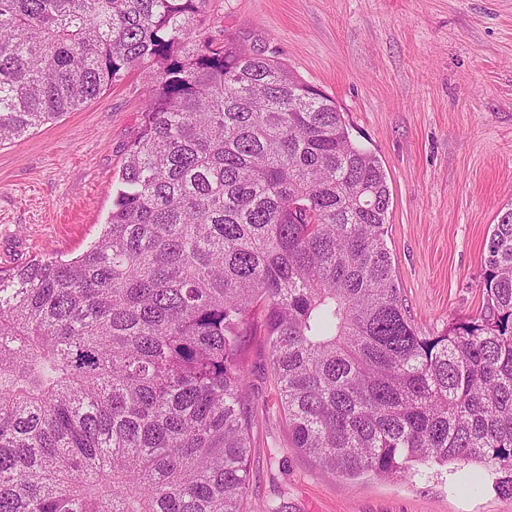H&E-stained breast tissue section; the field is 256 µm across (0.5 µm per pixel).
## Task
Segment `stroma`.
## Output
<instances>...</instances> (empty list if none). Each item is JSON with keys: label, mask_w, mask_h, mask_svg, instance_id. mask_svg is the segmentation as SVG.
<instances>
[{"label": "stroma", "mask_w": 512, "mask_h": 512, "mask_svg": "<svg viewBox=\"0 0 512 512\" xmlns=\"http://www.w3.org/2000/svg\"><path fill=\"white\" fill-rule=\"evenodd\" d=\"M206 35L278 58L335 100L383 162L387 244L407 315L425 334L481 309L491 225L512 207V0H207ZM132 73L97 98L0 146V270L70 259L99 237L141 123ZM250 512H512V497L461 486L454 462L396 480L347 479L293 448L269 352L246 351Z\"/></svg>", "instance_id": "35a3bbf8"}]
</instances>
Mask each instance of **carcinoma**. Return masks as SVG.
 <instances>
[{"instance_id":"obj_1","label":"carcinoma","mask_w":512,"mask_h":512,"mask_svg":"<svg viewBox=\"0 0 512 512\" xmlns=\"http://www.w3.org/2000/svg\"><path fill=\"white\" fill-rule=\"evenodd\" d=\"M207 0H0V146L150 68L98 240L0 271V512H241L245 352L292 445L349 478L491 466L512 497V208L479 314L412 324L381 160Z\"/></svg>"}]
</instances>
